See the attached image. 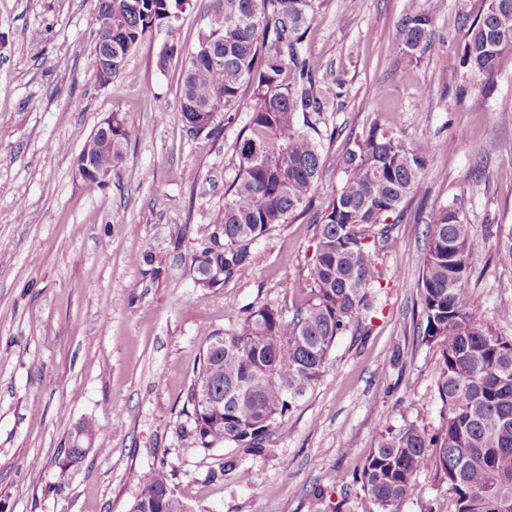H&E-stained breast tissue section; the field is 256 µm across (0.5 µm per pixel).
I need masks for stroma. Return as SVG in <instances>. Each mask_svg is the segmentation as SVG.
<instances>
[{"mask_svg":"<svg viewBox=\"0 0 512 512\" xmlns=\"http://www.w3.org/2000/svg\"><path fill=\"white\" fill-rule=\"evenodd\" d=\"M94 5L0 0V512H128L130 472L162 460L190 512H377L358 480L375 435L440 419L441 356L421 340L418 288L433 207L462 197L481 242L471 258L477 313L512 337V321L498 317L512 309V266L497 257L512 229V55L486 93L460 64L463 19L485 0H321L304 54L335 96L318 123L328 167L315 206L331 201L338 159L374 127L425 154L428 193L381 253L387 277L368 335L338 337L265 451L243 456L245 483L212 476L233 448L206 453L180 437L185 393L205 329L229 327L250 303L306 305L315 227L293 220L256 245L251 276L197 286L194 229L224 212L249 103L218 113L212 132L188 129L184 60L159 68L158 38L99 86ZM416 6L431 12L433 35L410 65L398 24ZM113 112L138 135L111 182L93 186L74 157ZM489 141L496 151L482 154ZM86 418L108 427L105 448L90 449L55 491L59 452ZM448 498L447 483L424 470L401 512H448Z\"/></svg>","mask_w":512,"mask_h":512,"instance_id":"obj_1","label":"stroma"}]
</instances>
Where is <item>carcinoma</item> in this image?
I'll list each match as a JSON object with an SVG mask.
<instances>
[{
	"label": "carcinoma",
	"instance_id": "obj_1",
	"mask_svg": "<svg viewBox=\"0 0 512 512\" xmlns=\"http://www.w3.org/2000/svg\"><path fill=\"white\" fill-rule=\"evenodd\" d=\"M209 29L196 49L173 42L158 56L165 68L185 55L181 108L196 132L212 129L214 113L237 102L242 88L254 105L237 137L236 175L225 192L217 224L196 227V283L225 285L249 276L255 245L275 227L310 214L315 252L305 279L306 306L292 314L265 302L241 309L238 326L209 330V344L194 368L186 394L189 425L180 435L209 451L232 445L246 454L264 450L274 428L324 373L337 337L362 334L384 277L378 245L414 198L426 195V158L403 139L371 129L339 159L343 174L327 207L311 212L312 192L327 165L314 136L332 90L317 85L303 42L318 14L316 0H210ZM186 0H96V37L112 26V77L147 36H173ZM433 18L424 8L405 13L399 25L410 65L428 49ZM512 54V0H486L465 34L462 67L485 90L501 58ZM137 135L121 112L112 113V140L104 131L81 152L98 168L114 167ZM424 267L419 280L422 340L441 354L436 379L443 414L437 428L414 423L375 435L361 488L379 512H400L416 475L433 470L448 481V512H512V339L498 335L476 313L469 260L479 242L463 215L461 198L432 210L425 223ZM215 381L221 411L198 406L197 384ZM107 430L84 419L62 455L82 460L87 441ZM138 489L134 512H160L159 495L172 486L166 462L131 474Z\"/></svg>",
	"mask_w": 512,
	"mask_h": 512
}]
</instances>
